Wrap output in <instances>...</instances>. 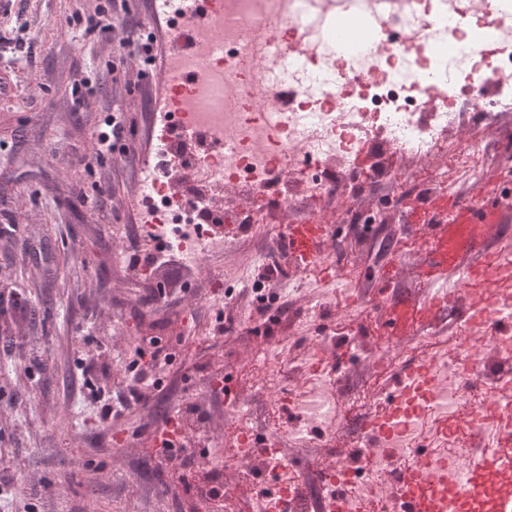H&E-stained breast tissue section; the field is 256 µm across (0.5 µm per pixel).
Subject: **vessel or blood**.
I'll use <instances>...</instances> for the list:
<instances>
[{"label":"vessel or blood","instance_id":"1","mask_svg":"<svg viewBox=\"0 0 512 512\" xmlns=\"http://www.w3.org/2000/svg\"><path fill=\"white\" fill-rule=\"evenodd\" d=\"M309 27L316 32H329L339 54L351 53L382 29L380 17L359 14L344 0L332 14L316 13ZM186 34H170L165 52L166 63L157 77L163 89H170L181 75L176 61L192 52ZM512 202L497 186L486 185L469 197L451 200L444 196L432 198L427 209L413 210L410 219L429 226L419 275L431 284V291L420 300L387 302L383 305L385 335L404 339L428 328L445 315L451 298L444 287L456 276L481 282L485 301L494 300L504 280L493 276L486 259L491 254L496 237L494 232L502 214ZM326 229L317 219L310 218L286 227L284 242L290 261L297 267L308 268L327 259ZM399 414L396 405L365 415L359 423L362 439L376 442L385 425ZM360 447L344 449L335 463V512H347L348 502L343 486L351 472L366 463ZM391 489L401 500L404 512H512V472L501 470L494 456H483L470 469L463 481L441 484L435 481L428 467L396 466L391 472Z\"/></svg>","mask_w":512,"mask_h":512}]
</instances>
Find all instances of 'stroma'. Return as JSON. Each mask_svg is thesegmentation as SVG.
Returning <instances> with one entry per match:
<instances>
[{
  "label": "stroma",
  "mask_w": 512,
  "mask_h": 512,
  "mask_svg": "<svg viewBox=\"0 0 512 512\" xmlns=\"http://www.w3.org/2000/svg\"><path fill=\"white\" fill-rule=\"evenodd\" d=\"M153 12V0H0V512H212L205 472L240 488L223 512H256L266 472L257 460L225 468L238 419L224 391L253 402L257 428L287 427L289 411L272 415L252 392L258 352L273 348L292 363L307 336L379 335L371 300L393 260L401 266L391 298L428 291L417 266L429 229L410 223L403 191L374 172L366 199L385 208V223L364 236L336 200L327 226L335 268L316 266L311 278L284 264L265 284L277 297L266 313L250 273L277 251L286 223L315 211L299 194L289 212L270 209L267 223L225 237L202 273L134 274L163 89L121 60L120 44L145 29L165 45L170 26ZM113 111L123 139L85 164L92 131ZM476 144L486 149L482 181L512 195V123L454 138L439 163L446 195L477 191L455 162ZM325 294L329 309L309 319ZM153 336L171 355L152 369L160 386L122 405L139 342ZM101 398L117 408L104 423L95 416ZM199 415L206 433L180 437L193 461L182 483L156 456V439Z\"/></svg>",
  "instance_id": "1"
}]
</instances>
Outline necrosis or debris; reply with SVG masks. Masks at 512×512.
<instances>
[{
	"mask_svg": "<svg viewBox=\"0 0 512 512\" xmlns=\"http://www.w3.org/2000/svg\"><path fill=\"white\" fill-rule=\"evenodd\" d=\"M337 0H224V24L193 21L205 48L178 60L197 75L189 87H174V112L157 139L139 206L141 231L157 261L175 256L200 267L224 240L222 223L257 224L270 199L288 202L294 192L322 203L336 181H358L361 155L388 148L391 180L408 182L419 161H436L449 136L475 122L495 124L512 112V0H498L497 24L486 22L481 0H354L363 14L385 17L389 41H377L355 57L339 59L329 43L316 44L282 62L290 26L305 24L311 8L328 10ZM435 80L427 86L422 73ZM488 76L482 102L461 101V85ZM204 134L208 146L191 155L175 152L177 138ZM204 187L200 196L190 185ZM449 291L464 300L466 315L449 333L422 338L432 354L426 370L398 383L401 349L387 341L320 336L308 345L296 391L281 397V371H260L254 384L268 406L289 402L297 416L287 437L269 436L262 449L274 483L262 494L259 512H270L287 495L291 512H330L335 484H309L283 467L275 447L319 448L335 432L334 391L340 377L336 350L355 351L369 376L349 402L372 413L393 394L412 396L409 415L396 427L392 445L367 448L370 464L349 480L348 512L374 503L378 512H402L386 490L393 467L423 459L447 465L463 477L481 451L512 440V292L495 307L475 289L456 282ZM482 375H472L474 365Z\"/></svg>",
	"mask_w": 512,
	"mask_h": 512,
	"instance_id": "obj_1",
	"label": "necrosis or debris"
}]
</instances>
